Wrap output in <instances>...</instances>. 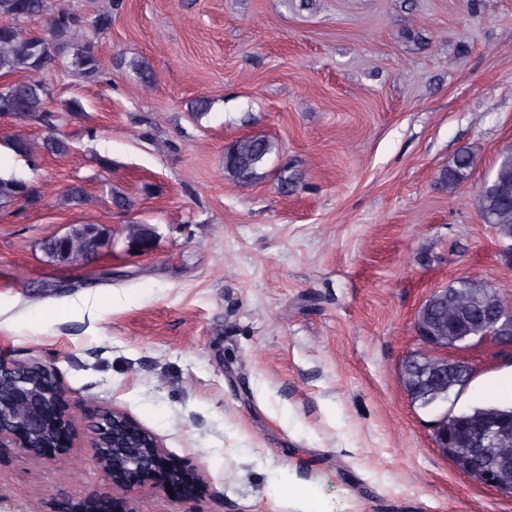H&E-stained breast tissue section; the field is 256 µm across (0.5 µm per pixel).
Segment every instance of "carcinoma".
Here are the masks:
<instances>
[{"label": "carcinoma", "mask_w": 512, "mask_h": 512, "mask_svg": "<svg viewBox=\"0 0 512 512\" xmlns=\"http://www.w3.org/2000/svg\"><path fill=\"white\" fill-rule=\"evenodd\" d=\"M48 14L49 27L43 34L27 33L21 23L36 16ZM81 27V19L64 6L49 8L48 0H0V75L15 71L41 72L71 58L88 79L99 73V62L92 39L81 43L75 40L74 31ZM83 105L72 99L64 109L52 110L43 82L28 79L0 90V113L5 112L20 122L48 117L45 126L49 134L43 139L42 148L55 156H65L72 150L77 131L66 127L81 117ZM275 148L265 136H245L224 150V172L232 178L246 182L257 175L267 156ZM471 167L467 153L457 154L452 165L443 173V180L450 187L456 186ZM507 186L512 193V155L501 159L493 175L478 190L477 200L482 216L495 226L500 239L512 240V204L501 202L499 188ZM39 199L35 190L24 180L0 176V205L14 201L27 205ZM106 229L97 224H83L66 235L50 238L42 243V251L50 260L73 266H83L99 248L107 244ZM509 306L512 303L470 280L465 286H449L448 315L459 318L464 312L480 310L487 302ZM490 414L512 415V406L485 403L470 406L459 413H449L445 421L448 431L456 429L463 419L479 418Z\"/></svg>", "instance_id": "1"}]
</instances>
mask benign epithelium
Returning <instances> with one entry per match:
<instances>
[{"label":"benign epithelium","mask_w":512,"mask_h":512,"mask_svg":"<svg viewBox=\"0 0 512 512\" xmlns=\"http://www.w3.org/2000/svg\"><path fill=\"white\" fill-rule=\"evenodd\" d=\"M483 318L485 331L478 340L512 343V308L491 303ZM414 330L427 351L407 356L404 364L417 366L426 381L436 384L448 372V337L435 335L417 320ZM50 374L49 366L39 359L24 364L0 359V449L20 448L37 456L62 446L71 426L69 399L59 382L41 380ZM509 433L512 417L465 423L455 437L448 434V426L440 419L433 427L435 447L443 455L460 443L468 448L464 457L452 458L460 473L476 474L481 483L508 493L512 482L507 472L512 463L507 459L488 463L484 454L489 444ZM92 447L96 462L118 476L119 484L128 491L158 479L174 489L192 482L189 473L164 454L156 437L120 410L103 415L94 428ZM114 510L113 498L104 493L85 503L82 512Z\"/></svg>","instance_id":"7a95c632"}]
</instances>
